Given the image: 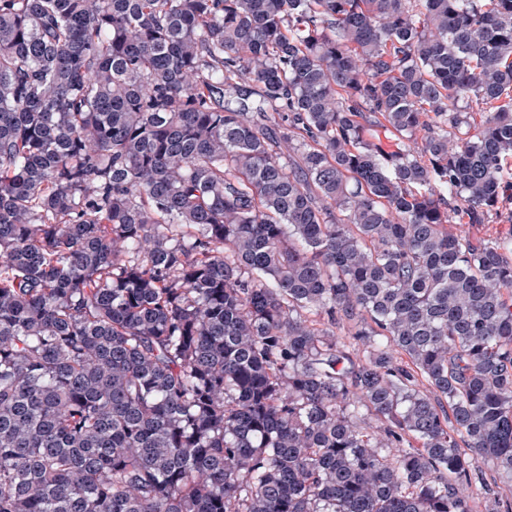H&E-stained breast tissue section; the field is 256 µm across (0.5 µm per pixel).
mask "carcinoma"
<instances>
[{
  "label": "carcinoma",
  "instance_id": "1",
  "mask_svg": "<svg viewBox=\"0 0 512 512\" xmlns=\"http://www.w3.org/2000/svg\"><path fill=\"white\" fill-rule=\"evenodd\" d=\"M509 175L512 0H0V512H472ZM489 224H451L458 234L470 237L495 238L501 234L512 233V223H508L504 217L492 216Z\"/></svg>",
  "mask_w": 512,
  "mask_h": 512
}]
</instances>
